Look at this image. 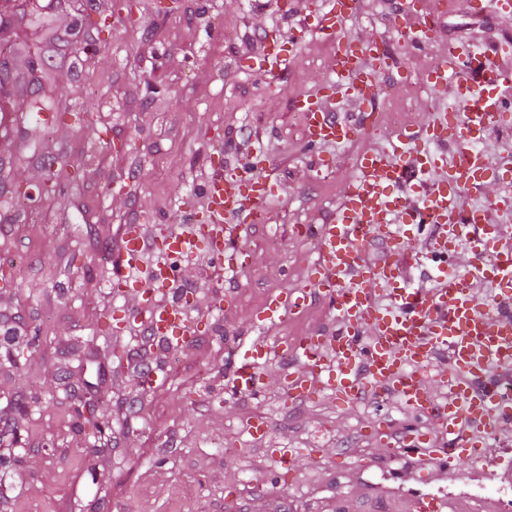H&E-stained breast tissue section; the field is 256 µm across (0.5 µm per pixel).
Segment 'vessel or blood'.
<instances>
[{
	"label": "vessel or blood",
	"instance_id": "obj_1",
	"mask_svg": "<svg viewBox=\"0 0 512 512\" xmlns=\"http://www.w3.org/2000/svg\"><path fill=\"white\" fill-rule=\"evenodd\" d=\"M355 8L356 0H330L310 13V23L333 37L343 31ZM266 40L270 50L254 60L253 69L272 79L284 59L276 50L277 31L267 33ZM378 52L374 39L338 42L329 93L299 102L311 145L341 144L361 134L360 126L336 120L335 106L343 98L375 101L373 61ZM510 55L512 45L502 42L483 47L449 44L426 75L435 91H453L463 111H436L423 131L403 130L386 149L362 153L358 173L334 218L316 230L318 260L312 285L332 300L340 330L294 344L304 371L293 375L286 389L299 398L328 391L344 402L369 388L385 387L405 407L433 411L432 432L408 426L394 453L415 458L423 448L435 447L438 460L428 473H403L405 482L444 479L468 462L491 466L496 456L487 438L512 424V391L497 383L477 384L480 373L491 367L512 368V252L498 249L491 232L493 216L512 220V191L498 193L480 210L464 202L465 191L484 188L489 179L491 165L479 143L512 110V102L501 92L512 84V71L498 63ZM424 139L433 142L435 153L420 150ZM451 141L459 146L453 155L447 147ZM267 161V155L257 151L234 170L215 167L203 187L205 219L183 232L151 238L144 225L124 227L112 283L118 291L136 287L135 314L152 335L179 347L192 329L182 300L159 303L146 296L142 282L167 288L176 279L179 262L199 253L232 272L248 264L249 252L229 244V222H254L274 195L262 174ZM375 237L389 246L378 262L367 249ZM464 241L470 244L474 262L464 275L448 276V262ZM418 243L425 246L423 258L440 273L439 288L411 291L397 284L408 247ZM481 282L497 288L494 305L479 299L476 288ZM378 288L384 289L386 304L374 300ZM298 305L291 292L281 291L269 300L258 322H275ZM441 350L450 355L448 368L430 376L419 374V365ZM269 353L262 343L238 347L231 374L235 390L258 388ZM407 501L409 512H450L452 507L447 496L416 493Z\"/></svg>",
	"mask_w": 512,
	"mask_h": 512
}]
</instances>
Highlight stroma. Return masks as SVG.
Returning <instances> with one entry per match:
<instances>
[{
  "label": "stroma",
  "mask_w": 512,
  "mask_h": 512,
  "mask_svg": "<svg viewBox=\"0 0 512 512\" xmlns=\"http://www.w3.org/2000/svg\"><path fill=\"white\" fill-rule=\"evenodd\" d=\"M343 35L378 39L389 56L382 85L416 82L452 43L512 42V14L448 0L423 49L405 43L433 0H357ZM79 0H6L0 4V61H11L21 22L43 16L60 36L34 60L91 111L104 136L68 125L30 143L25 124H0V196L17 180L42 175L45 155L66 154L75 179L34 210L0 206V269L16 285L0 290V483L11 498L0 512H408L391 496L393 476L421 468L418 459L389 460L374 431L387 424L399 439L410 423L401 402L369 395L336 402L326 392L291 401L288 374L301 362L282 348L336 328V312L313 288L318 255L296 237L297 225L333 219L361 151L381 149L396 126L385 120L353 143L331 147V169L312 166L307 131L295 121L299 98L330 77L336 42L308 30L276 80L250 67L267 30L293 39L315 0H94L111 11L109 30L84 34L96 53L72 48L63 35ZM432 88L397 100L378 97L371 113L402 106L420 128L436 103ZM254 131L257 141L243 139ZM268 154L263 171L278 192L263 224L238 237L250 266L224 272L204 254L182 263L176 289L190 292L194 335L188 348L150 336L143 320L112 338L106 315L122 317L131 298L102 288L111 280L125 225L183 231L215 165H240L253 143ZM304 295L301 308L256 329L270 297ZM272 344L260 389L235 392L238 344ZM107 414L104 436L77 434L79 416ZM265 416L263 441L249 419ZM301 448L294 471L278 451ZM366 458L375 467L357 471Z\"/></svg>",
  "instance_id": "35a3bbf8"
}]
</instances>
